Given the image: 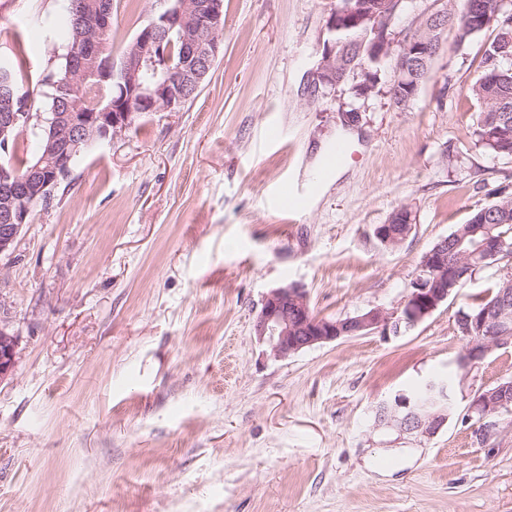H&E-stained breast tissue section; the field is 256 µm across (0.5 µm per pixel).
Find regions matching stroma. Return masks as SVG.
I'll return each instance as SVG.
<instances>
[{
	"instance_id": "35a3bbf8",
	"label": "stroma",
	"mask_w": 512,
	"mask_h": 512,
	"mask_svg": "<svg viewBox=\"0 0 512 512\" xmlns=\"http://www.w3.org/2000/svg\"><path fill=\"white\" fill-rule=\"evenodd\" d=\"M66 0H0V54L26 86L63 60ZM167 0H112L121 52ZM336 0H224L222 50L196 97L146 112L81 155L0 258V324L17 340L0 381V512H512V417L481 437L468 406L512 377V345L463 366L459 309L512 274L476 271L433 314L269 354L267 293L304 286L313 313L400 309L420 261L512 192V159L476 146L469 88L486 28L454 31L404 109L314 91ZM358 105L355 120L347 110ZM352 132L337 180L316 158ZM294 181L303 214L272 204ZM413 219L397 247L375 235ZM454 408L432 436L378 422L381 403L439 373ZM390 225V228L392 231L397 232L399 234H409L412 229V218L411 213L407 208H401L394 212L389 219L388 224H382L377 228V235L378 238L387 246L392 245L395 243V246H397L399 243H402L403 240H405L406 237L404 235L402 236V240H398L395 238V234L392 233L390 229H388Z\"/></svg>"
}]
</instances>
